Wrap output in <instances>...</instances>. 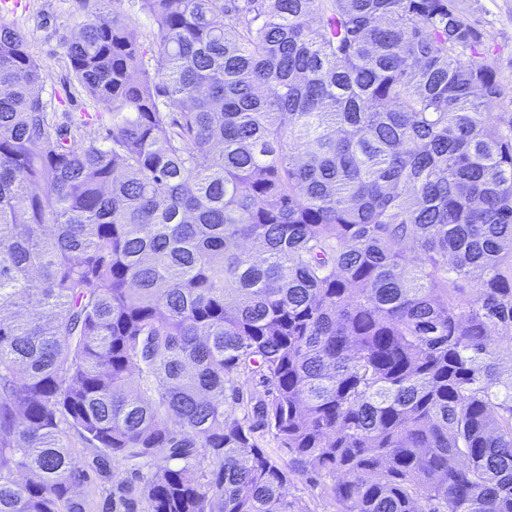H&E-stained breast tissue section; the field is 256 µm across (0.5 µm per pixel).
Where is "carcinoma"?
Returning a JSON list of instances; mask_svg holds the SVG:
<instances>
[{
	"label": "carcinoma",
	"instance_id": "cac0c4a2",
	"mask_svg": "<svg viewBox=\"0 0 512 512\" xmlns=\"http://www.w3.org/2000/svg\"><path fill=\"white\" fill-rule=\"evenodd\" d=\"M99 2L106 145L0 25V512L116 464L105 512H512V113L457 0H140L148 45ZM288 492L305 499L312 512H336L334 503H331L324 497L318 496V490L311 492L304 481L294 480L293 483L288 486Z\"/></svg>",
	"mask_w": 512,
	"mask_h": 512
}]
</instances>
